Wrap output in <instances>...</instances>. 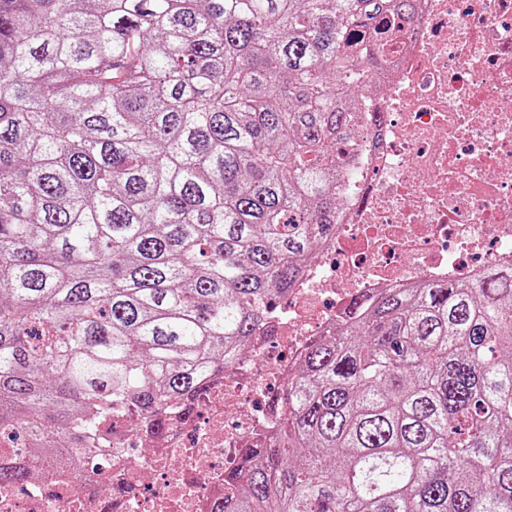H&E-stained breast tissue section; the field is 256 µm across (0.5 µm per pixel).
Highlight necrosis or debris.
I'll return each mask as SVG.
<instances>
[{
	"label": "necrosis or debris",
	"mask_w": 512,
	"mask_h": 512,
	"mask_svg": "<svg viewBox=\"0 0 512 512\" xmlns=\"http://www.w3.org/2000/svg\"><path fill=\"white\" fill-rule=\"evenodd\" d=\"M386 59L363 98L384 122L343 148L359 173L342 222L267 308L250 352L147 452L118 434L89 480L0 489V512H210L238 448L269 434L275 388L351 295L512 262V108L498 105L512 98V0H420Z\"/></svg>",
	"instance_id": "4bbe7bcc"
}]
</instances>
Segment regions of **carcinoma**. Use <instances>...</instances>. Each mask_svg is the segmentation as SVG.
I'll return each instance as SVG.
<instances>
[{
  "label": "carcinoma",
  "instance_id": "1",
  "mask_svg": "<svg viewBox=\"0 0 512 512\" xmlns=\"http://www.w3.org/2000/svg\"><path fill=\"white\" fill-rule=\"evenodd\" d=\"M416 0H0V488L162 435L336 230ZM214 512H512V266L358 294Z\"/></svg>",
  "mask_w": 512,
  "mask_h": 512
}]
</instances>
